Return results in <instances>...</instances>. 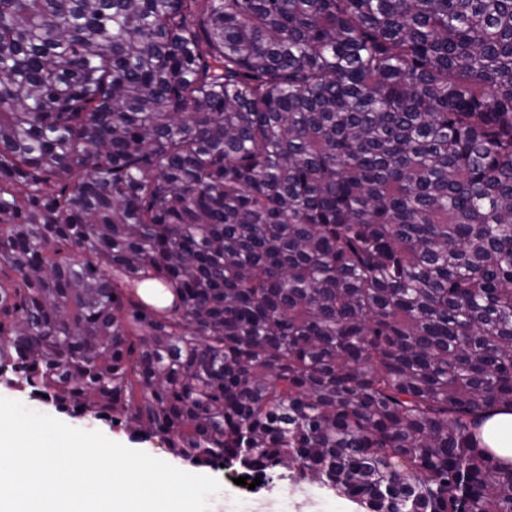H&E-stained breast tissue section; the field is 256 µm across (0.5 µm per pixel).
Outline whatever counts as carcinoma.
<instances>
[{"mask_svg": "<svg viewBox=\"0 0 512 512\" xmlns=\"http://www.w3.org/2000/svg\"><path fill=\"white\" fill-rule=\"evenodd\" d=\"M365 512H512V0H0V376ZM480 430L488 448L499 457L512 461V411L507 408L494 411Z\"/></svg>", "mask_w": 512, "mask_h": 512, "instance_id": "cac0c4a2", "label": "carcinoma"}]
</instances>
